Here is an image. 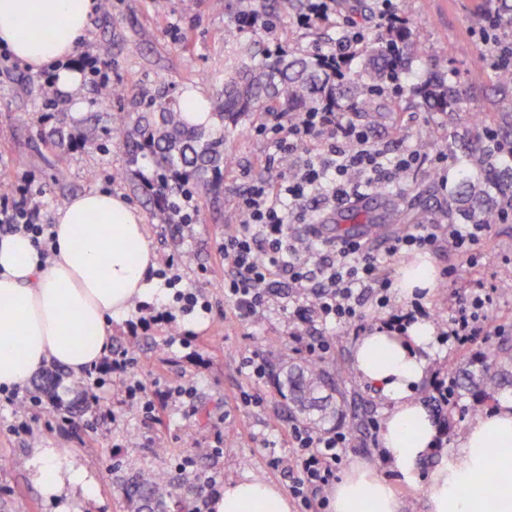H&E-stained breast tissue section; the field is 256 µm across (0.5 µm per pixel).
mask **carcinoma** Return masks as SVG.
Returning <instances> with one entry per match:
<instances>
[{"label": "carcinoma", "instance_id": "cac0c4a2", "mask_svg": "<svg viewBox=\"0 0 512 512\" xmlns=\"http://www.w3.org/2000/svg\"><path fill=\"white\" fill-rule=\"evenodd\" d=\"M410 30L405 25L389 36L376 39L360 51L364 68L342 73L346 84L336 83L316 54L278 55L258 58L247 46H238L224 61V84L208 100L209 120L195 122L183 111L181 101L160 89L141 112H108L107 124L100 125L96 112H86L87 140L107 153L112 138L126 148L127 161L135 165L149 156L155 165L153 218L169 223L168 201L177 194L193 196L220 193L224 169L234 162L228 148L230 135L240 118L250 112H306L331 103L339 112H354L368 117L380 108L376 102L379 87L397 80L405 67L404 49ZM95 104L107 107L126 96L120 85L104 83L97 89ZM430 112H458L466 92L448 79L444 67L432 65L419 91ZM456 157L462 184L467 190L448 199V212L458 213L472 224H494L502 202L512 200V172L496 165L499 155L512 152V113H497L485 120L479 114L466 117ZM480 173V184L471 182L469 172ZM420 195L402 189L389 196L388 211L406 215L418 223H432ZM457 387L481 401H495L512 389V343L502 341L452 371ZM287 391L289 407L307 423L322 427L343 414L336 403V378L318 361L292 363L278 378ZM175 487L158 474L147 470L126 487L130 499L139 503L138 512H169Z\"/></svg>", "mask_w": 512, "mask_h": 512}]
</instances>
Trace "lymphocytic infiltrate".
<instances>
[{
	"instance_id": "1",
	"label": "lymphocytic infiltrate",
	"mask_w": 512,
	"mask_h": 512,
	"mask_svg": "<svg viewBox=\"0 0 512 512\" xmlns=\"http://www.w3.org/2000/svg\"><path fill=\"white\" fill-rule=\"evenodd\" d=\"M267 130L274 136L278 154L294 153L299 142L309 136L324 139L327 151L299 162L277 188H270L261 180L252 186L241 205L247 217L242 232L224 238V266L229 272L224 279V294L241 315L253 316L270 302L271 274L287 276L292 292L305 299L295 310L300 328L289 336L292 349L317 360L327 353L330 344L325 337L309 335L306 325L352 323L369 296L377 308H384L389 302L390 283L382 272L381 261L365 252L359 240L345 237L333 241L329 256L318 259L300 240L290 237V220L304 218L303 204L310 196L334 204L345 203L360 196L362 190L409 173L422 164L423 158L411 152L384 161L366 129L342 121L338 113L325 108L276 114ZM29 200L23 183L15 185L11 195H0V232L27 233L45 253L54 235L49 225L37 223V210L30 207ZM490 301L489 294L474 293L469 305L459 308L449 319L447 334L457 346L487 335L481 310ZM291 436L301 450L295 461L300 475L297 494L301 512H315L322 503V493L336 479L347 437L301 427L294 428Z\"/></svg>"
}]
</instances>
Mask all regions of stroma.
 <instances>
[{
  "mask_svg": "<svg viewBox=\"0 0 512 512\" xmlns=\"http://www.w3.org/2000/svg\"><path fill=\"white\" fill-rule=\"evenodd\" d=\"M240 0H167L164 13H157L153 0H99L85 35L69 59L77 65L85 55L111 53L107 72L112 83L122 85L127 98L112 104L113 111L127 112L133 101L168 85L172 95L200 90L211 97L224 82V59L233 44H253L264 53L320 54L334 46L341 24L363 34L365 41L378 35L376 24L383 8H391L409 21L413 30L409 55L410 70L399 80L400 94L385 92L378 113L365 120L372 141L394 156L413 149L419 139L430 142L425 163L408 175L407 188L426 192L437 212L433 225L387 223L375 235L360 227L358 237L386 266L389 278L406 254H387L397 232H435L438 238L428 253L440 269L452 264L445 224L461 223V216H449V193L461 192L456 164L434 167L437 155H452L464 122L456 116L429 112L413 93L424 65L437 61L448 69L449 78L467 86L473 63L488 54L480 32L488 15L485 0H336L340 26L298 23L306 9L304 0L284 7L281 0H257L256 8L267 17L265 27L243 28L237 18ZM49 69L33 70L19 61L0 70V180L17 183L27 177L31 192L40 203L39 221L49 224L56 210L69 198L96 190L119 193L144 217L146 236L156 254L152 271L159 295L139 302L127 318L112 324V349L131 354L135 363L127 378H107L100 394L112 405L114 418H100L85 398L81 378L61 366H54L58 384L53 395H40L38 406L0 405V512H54L30 478L26 463L34 449L62 448L94 477L90 491L74 489L71 512H137L126 495V485L138 473L153 469L178 481L171 512H208L214 492L225 483L250 475L266 479L284 489L296 484L287 469H272L270 458L293 461L296 447L291 428L297 418L278 389L283 365L295 362L288 333L293 328L288 286L275 283L278 293L270 306L251 318L241 317L224 296L225 236L237 225L228 216L239 212L242 200L254 181L277 184L281 166L266 167L274 152L263 125L269 119L253 112L240 122L241 135L231 137L229 147L234 163L224 171L219 196L195 198V221L190 225L157 224L142 192L154 168L149 160L127 163L122 145L103 153L92 145L63 150L68 177L63 188L50 185L51 150H39L41 133L60 128L65 135L84 134L74 123V102L83 111L93 109L94 94L89 74H82L80 91L59 97L53 109L42 108L38 89ZM308 221L294 224L290 233L314 241L315 252L339 238L335 224L326 222L324 206L308 202ZM512 263V223L492 225L478 250L475 264L459 262L455 277L439 279L424 308L433 325L447 322L460 302L474 288L493 293L486 310L490 334L458 348L439 340L428 376L417 391L431 402L443 431L438 446L423 465L431 473L449 462L456 453L457 439L471 420L487 415V406L462 391L451 404L432 401L435 381L448 378L460 362L503 339H512V292L502 290L500 271ZM197 304L187 308V296ZM310 333L326 336L331 350L322 365L335 377L346 399V415L335 423L337 431L349 438L342 469L365 461L378 470L386 462L378 444L387 405L380 393L359 380L353 372V348L359 333L353 326L325 328L312 325ZM263 357L267 375L253 378L245 360ZM142 383L148 393L167 394L159 422H149L142 404L127 399V380ZM258 396V403L242 404L241 394ZM26 422L28 430L12 433L11 425Z\"/></svg>",
  "mask_w": 512,
  "mask_h": 512,
  "instance_id": "35a3bbf8",
  "label": "stroma"
}]
</instances>
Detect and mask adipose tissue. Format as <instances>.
Here are the masks:
<instances>
[{
  "instance_id": "1",
  "label": "adipose tissue",
  "mask_w": 512,
  "mask_h": 512,
  "mask_svg": "<svg viewBox=\"0 0 512 512\" xmlns=\"http://www.w3.org/2000/svg\"><path fill=\"white\" fill-rule=\"evenodd\" d=\"M98 0H0V46L33 68L50 67L56 85L70 94L79 71L66 67L84 35ZM51 18L46 31L34 21ZM54 251L41 258L23 233L0 236V386L27 385L53 362L73 375L98 363L112 344L113 321L158 288L148 272L155 256L142 215L119 194L91 191L56 212ZM438 270L423 256L399 268V296L435 288ZM93 328L85 342L80 327ZM436 347L433 325L418 320L399 336L382 328L356 341L353 369L378 387L387 404L379 443L391 468L421 478L422 461L435 447L440 427L416 391ZM449 463L425 481L428 512H512V398L471 421ZM29 466L54 512H69V489L90 477L57 448L36 449ZM332 512H403L389 480L370 464L356 463L337 482ZM210 512H290L278 485L245 476L225 484Z\"/></svg>"
}]
</instances>
